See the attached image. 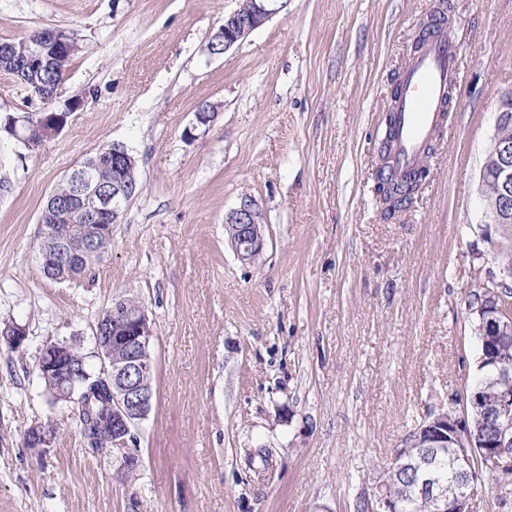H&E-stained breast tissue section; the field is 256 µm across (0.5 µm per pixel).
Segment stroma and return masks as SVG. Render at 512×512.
I'll use <instances>...</instances> for the list:
<instances>
[{"label": "stroma", "instance_id": "stroma-1", "mask_svg": "<svg viewBox=\"0 0 512 512\" xmlns=\"http://www.w3.org/2000/svg\"><path fill=\"white\" fill-rule=\"evenodd\" d=\"M241 0H0V41L73 36L30 150L0 132V512H356L393 448L476 373L467 296L483 240L480 167L512 89V0H286L221 55ZM463 45L458 129L425 155L411 205L375 191L387 99L430 15ZM217 119L202 125V102ZM119 142L142 191L76 282L36 259L44 202L84 157ZM254 200L266 249L240 261L224 218ZM153 322V399L125 452H96L36 361L47 341L94 348L114 298ZM45 451L26 447L35 424ZM134 454L133 472L123 453Z\"/></svg>", "mask_w": 512, "mask_h": 512}]
</instances>
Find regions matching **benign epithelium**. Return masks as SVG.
<instances>
[{
    "label": "benign epithelium",
    "instance_id": "benign-epithelium-1",
    "mask_svg": "<svg viewBox=\"0 0 512 512\" xmlns=\"http://www.w3.org/2000/svg\"><path fill=\"white\" fill-rule=\"evenodd\" d=\"M284 7V0H248L247 6L224 16V25L212 38L224 43L229 50L263 26ZM34 47L26 59L30 65L55 53H76L81 46L66 35L49 38L42 34L33 36ZM512 125V89L503 93L498 101L497 116L488 151L480 170L484 223L508 224L512 222V138L507 129ZM127 167L118 166L112 176V191L100 190V182L92 167L74 169L71 180L75 194L66 211L77 213L85 225L83 229L96 233L102 230L97 221L112 215L117 219L123 213L125 203V172ZM224 223L238 257L243 262L253 260L264 249L265 236L260 224V212L248 197L225 217ZM59 251L71 261L85 250L89 238L73 239L69 228L55 230ZM488 281L494 288L512 282V270L502 266L487 267ZM476 312L481 319L483 344L482 361L492 366L495 382L512 376V369L498 363L490 355V349L500 336L512 333V321L493 312V303L478 304ZM105 319L110 321L109 336L95 329V354L101 372L112 377V442L120 447L127 445L132 427L144 419L151 408L148 392L152 358L149 350L153 325L142 306L132 311L124 301L112 302ZM69 346L60 341H48L40 351L37 369L40 377H52L56 383L59 400L75 406L81 404L82 378L76 371L62 363ZM461 409L453 419L439 411L425 420L416 434L407 440L408 446L420 448H450L453 461L460 475L471 472L474 465L484 462L486 472L498 486L512 481V390H500L489 384L464 394ZM472 412L499 419V438L493 449L474 441L468 432V415ZM425 495L431 512H470L475 489L466 484L458 486L450 494L448 489L425 485Z\"/></svg>",
    "mask_w": 512,
    "mask_h": 512
}]
</instances>
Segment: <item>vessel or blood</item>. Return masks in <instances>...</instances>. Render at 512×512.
Returning a JSON list of instances; mask_svg holds the SVG:
<instances>
[{
  "mask_svg": "<svg viewBox=\"0 0 512 512\" xmlns=\"http://www.w3.org/2000/svg\"><path fill=\"white\" fill-rule=\"evenodd\" d=\"M460 45L439 34L427 40L400 75L401 90L388 104L391 119L388 173L409 176L426 149L445 131L443 103L461 83Z\"/></svg>",
  "mask_w": 512,
  "mask_h": 512,
  "instance_id": "1",
  "label": "vessel or blood"
}]
</instances>
